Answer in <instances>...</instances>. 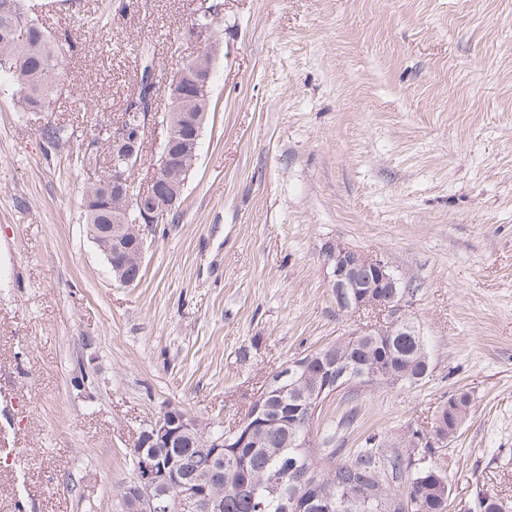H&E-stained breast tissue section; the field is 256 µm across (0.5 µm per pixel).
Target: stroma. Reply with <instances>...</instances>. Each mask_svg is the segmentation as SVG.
<instances>
[{"instance_id":"35a3bbf8","label":"stroma","mask_w":512,"mask_h":512,"mask_svg":"<svg viewBox=\"0 0 512 512\" xmlns=\"http://www.w3.org/2000/svg\"><path fill=\"white\" fill-rule=\"evenodd\" d=\"M202 1L25 0L79 47L45 111L0 81V512H117L167 407L231 428L287 363L381 321L337 308L328 241L410 283L430 373L337 391L314 437L353 415L344 458L373 438L440 468L448 512L512 505V0H206L222 39L198 159L126 287L75 150L119 118L143 48L165 78L199 51ZM48 125L69 141L49 149ZM460 390L455 437L415 447Z\"/></svg>"}]
</instances>
